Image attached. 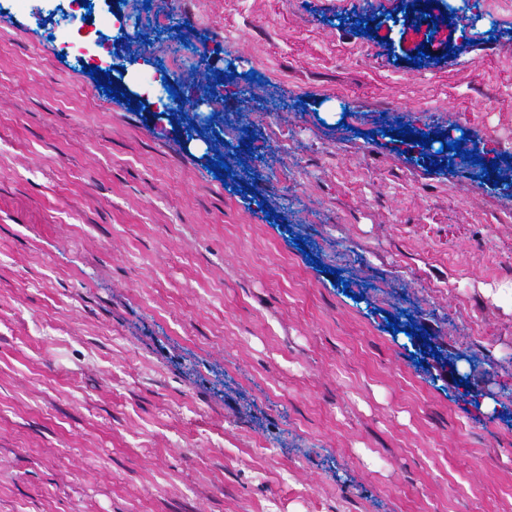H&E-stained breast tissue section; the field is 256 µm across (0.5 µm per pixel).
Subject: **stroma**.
Wrapping results in <instances>:
<instances>
[{
	"label": "stroma",
	"instance_id": "stroma-1",
	"mask_svg": "<svg viewBox=\"0 0 512 512\" xmlns=\"http://www.w3.org/2000/svg\"><path fill=\"white\" fill-rule=\"evenodd\" d=\"M409 3L0 15V512H512V20ZM67 1V4L64 3V0L59 2L65 23L53 34L57 52L70 55V51L78 49L79 54L74 55V57L79 59L85 67H91V61L94 58L85 57L79 50L81 45L93 44L98 48L100 55L112 57L107 43L108 39L104 38L101 29L98 27L94 6L92 7V15H88L89 10L83 8V3L93 4V0H87V2H83V0ZM83 16L88 17V20H83Z\"/></svg>",
	"mask_w": 512,
	"mask_h": 512
}]
</instances>
